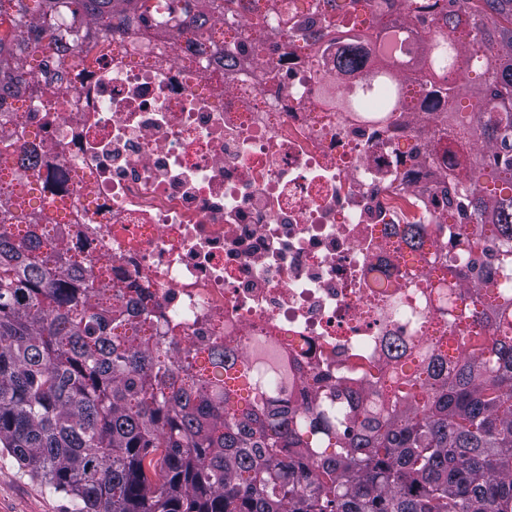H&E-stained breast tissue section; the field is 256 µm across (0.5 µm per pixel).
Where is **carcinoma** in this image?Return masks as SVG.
Wrapping results in <instances>:
<instances>
[{
  "instance_id": "cac0c4a2",
  "label": "carcinoma",
  "mask_w": 512,
  "mask_h": 512,
  "mask_svg": "<svg viewBox=\"0 0 512 512\" xmlns=\"http://www.w3.org/2000/svg\"><path fill=\"white\" fill-rule=\"evenodd\" d=\"M247 9L254 39L218 50L224 68L261 57L269 17L313 54L345 29L336 70L370 63L376 98L404 94L402 41L429 58L419 112L446 190L428 225L394 224L426 271L394 300L441 336L380 337L349 374L317 376L306 405L282 398L254 351L168 335L143 289L94 280L92 241L41 223L36 200L68 198L69 173L17 150L22 104L67 87L69 62H101L100 33L208 38ZM0 451L63 493L74 512H512V0H0Z\"/></svg>"
}]
</instances>
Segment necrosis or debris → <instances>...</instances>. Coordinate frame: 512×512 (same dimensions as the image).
I'll use <instances>...</instances> for the list:
<instances>
[{
  "label": "necrosis or debris",
  "instance_id": "1",
  "mask_svg": "<svg viewBox=\"0 0 512 512\" xmlns=\"http://www.w3.org/2000/svg\"><path fill=\"white\" fill-rule=\"evenodd\" d=\"M105 40L102 64L24 114L27 150L67 170L72 202L90 206L89 266L145 288L160 325L201 344L272 340L308 375L335 372L357 350L374 355L373 269L393 284L419 272L386 227L433 211L425 137L415 160L394 149L421 122L388 134L327 111L322 84L369 107L375 87L291 37L224 71L182 37L150 43L120 28ZM271 66L281 83L265 81ZM396 171L405 183L386 185Z\"/></svg>",
  "mask_w": 512,
  "mask_h": 512
}]
</instances>
